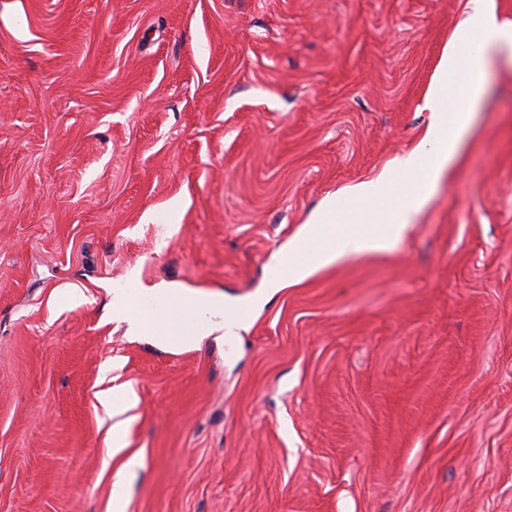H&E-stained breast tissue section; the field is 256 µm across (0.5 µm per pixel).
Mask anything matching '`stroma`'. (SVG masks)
Here are the masks:
<instances>
[{
	"label": "stroma",
	"instance_id": "35a3bbf8",
	"mask_svg": "<svg viewBox=\"0 0 512 512\" xmlns=\"http://www.w3.org/2000/svg\"><path fill=\"white\" fill-rule=\"evenodd\" d=\"M469 0H0V512H512V56L385 253L279 291L428 125ZM241 307L171 346L114 292ZM85 301L74 306L71 291ZM112 318L127 322L135 332H141L145 316L133 305L125 293L115 294L112 298ZM143 463V458L138 453L130 455L122 468L118 471L115 476V481L112 485V510L114 512H122L123 504L126 496V489L123 479V474L130 469L140 467Z\"/></svg>",
	"mask_w": 512,
	"mask_h": 512
}]
</instances>
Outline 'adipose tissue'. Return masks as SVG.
Returning <instances> with one entry per match:
<instances>
[{
  "label": "adipose tissue",
  "instance_id": "obj_1",
  "mask_svg": "<svg viewBox=\"0 0 512 512\" xmlns=\"http://www.w3.org/2000/svg\"><path fill=\"white\" fill-rule=\"evenodd\" d=\"M473 3L440 57L426 94L432 121L416 146L394 158L375 178L330 197L306 232L270 269L269 287L300 282L313 269L349 256L388 251L405 234L471 134L496 54L512 50V22L501 21L490 0ZM461 70L466 73L462 79L457 76ZM340 217L355 221V229H337L335 221ZM169 298L189 319L156 318L154 333L166 342H192L221 328L223 298L182 292L170 293Z\"/></svg>",
  "mask_w": 512,
  "mask_h": 512
}]
</instances>
